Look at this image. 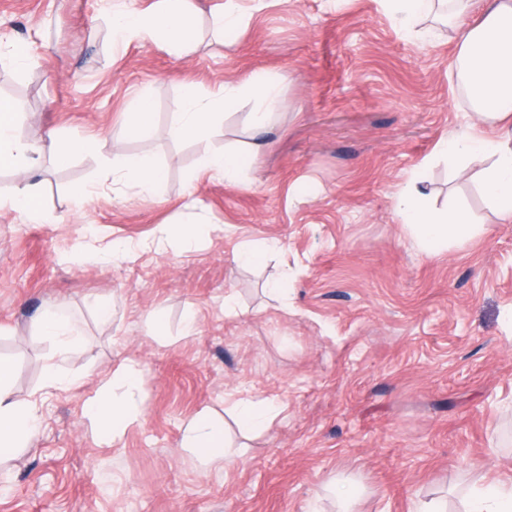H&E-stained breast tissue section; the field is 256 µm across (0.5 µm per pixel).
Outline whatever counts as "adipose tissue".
Segmentation results:
<instances>
[{
  "instance_id": "adipose-tissue-1",
  "label": "adipose tissue",
  "mask_w": 512,
  "mask_h": 512,
  "mask_svg": "<svg viewBox=\"0 0 512 512\" xmlns=\"http://www.w3.org/2000/svg\"><path fill=\"white\" fill-rule=\"evenodd\" d=\"M481 21L460 27L457 32V64L465 82L473 110L472 120L480 125L488 121L498 124L490 137L469 133L441 139L437 150L444 156L463 159L473 155L491 157V165L482 175V190L500 217L512 222V0H484ZM198 0H169L167 9L158 12L118 11L112 15L114 35L126 40L151 41L164 38L169 51L186 58L197 48L196 20ZM252 95L257 112L250 122L255 134L267 129V118L278 105L277 81L264 73H256L244 83L224 84L218 96L203 98L186 91L177 123L169 134L176 139L200 135L219 111L234 104L243 94ZM20 105L11 99H0V169L22 176L16 194L0 196V210L12 209L41 221L42 188L30 175L35 165L36 148L17 137L15 127ZM116 178L132 177L138 193L155 192L163 180L161 171L149 154L129 158L112 165ZM428 177L427 164H420L411 176L412 186L397 199V211L418 246L427 254L446 252L453 244L472 240L477 229L467 214L458 208L438 209L419 192L418 186ZM41 335L51 339L57 358L80 350L84 335L77 323L57 314H49L40 324ZM15 367L0 358V457L26 447L34 436L39 417L35 402L14 394ZM139 389V375L134 368L116 373L112 391L90 398L85 415L101 431L120 433L137 421L134 395ZM184 445L193 450L202 465L228 458L224 441V424L209 410H201L188 425Z\"/></svg>"
}]
</instances>
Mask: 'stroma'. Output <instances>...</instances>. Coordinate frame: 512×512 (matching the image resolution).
Here are the masks:
<instances>
[{
	"label": "stroma",
	"mask_w": 512,
	"mask_h": 512,
	"mask_svg": "<svg viewBox=\"0 0 512 512\" xmlns=\"http://www.w3.org/2000/svg\"><path fill=\"white\" fill-rule=\"evenodd\" d=\"M113 2L0 0V43L29 45L23 73L0 67V96L39 150L48 215L0 210V357L40 417L0 464V512H413L430 499L462 512L473 487L512 480V223L482 193L487 160L436 151L472 129L455 27L478 14L450 22L438 4L409 36L379 0H242L244 24L223 36L211 16L224 0H201L199 51L178 58L113 39ZM255 72L280 88L260 147L248 95L202 136H169L186 88L208 97ZM143 97L147 142L126 132ZM49 128L78 146L66 166ZM226 148L250 155L234 184L197 166ZM144 152L164 174L152 195L108 168ZM425 161L432 200L478 229L439 255L396 209ZM81 185L96 195L79 200ZM185 224L204 235L185 244ZM264 241L278 249L263 264L236 262ZM52 307L85 334L58 361L75 380L60 389L45 386L54 344L37 333ZM125 365L139 418L114 438L83 411ZM249 398L281 406L256 433L234 422ZM206 407L233 453L205 468L182 439Z\"/></svg>",
	"instance_id": "obj_1"
}]
</instances>
